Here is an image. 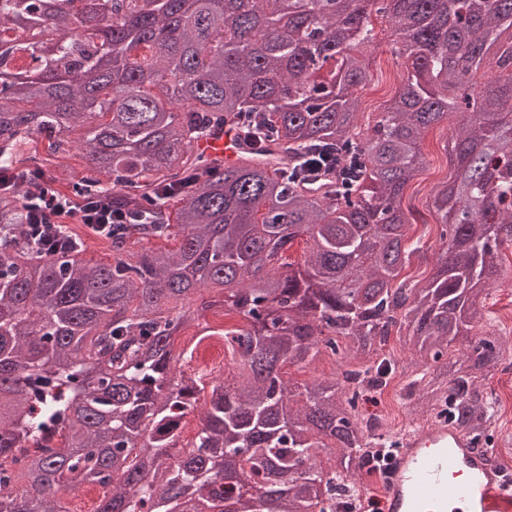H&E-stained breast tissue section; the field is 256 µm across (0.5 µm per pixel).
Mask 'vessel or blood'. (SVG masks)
<instances>
[{
  "mask_svg": "<svg viewBox=\"0 0 512 512\" xmlns=\"http://www.w3.org/2000/svg\"><path fill=\"white\" fill-rule=\"evenodd\" d=\"M198 152L231 163L253 147L234 133L215 130ZM471 434L446 421H429L403 434L389 461L381 512H512V476L492 462Z\"/></svg>",
  "mask_w": 512,
  "mask_h": 512,
  "instance_id": "vessel-or-blood-1",
  "label": "vessel or blood"
}]
</instances>
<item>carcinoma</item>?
<instances>
[{
	"label": "carcinoma",
	"mask_w": 512,
	"mask_h": 512,
	"mask_svg": "<svg viewBox=\"0 0 512 512\" xmlns=\"http://www.w3.org/2000/svg\"><path fill=\"white\" fill-rule=\"evenodd\" d=\"M40 2L0 0V163L42 167L75 144L84 187L131 219L107 239L111 259L45 256L25 272L26 188L0 193V512H70L63 489L97 491L95 512H224L231 494L234 512H332L370 443L350 388L370 374L382 387L391 364L304 384L283 368L337 354L339 337L368 358L396 329L438 361L484 324L479 298L512 245V0ZM375 13L402 75L365 128ZM490 53L498 74L481 84ZM444 121L457 152L432 190L443 258L418 285L401 272L427 250L401 248L402 200ZM226 126L253 133L255 152L230 166L195 152ZM323 145L354 175L319 190L301 155ZM213 310L244 324L213 325ZM189 328L199 339L174 352ZM211 339L237 386L224 364H193ZM500 362L494 342L468 340L432 403L482 430L496 400L477 375ZM187 414L203 422L181 447ZM31 479L54 492L19 488Z\"/></svg>",
	"instance_id": "carcinoma-1"
}]
</instances>
